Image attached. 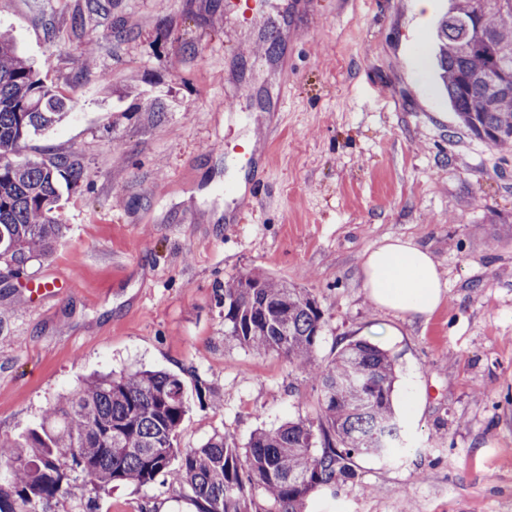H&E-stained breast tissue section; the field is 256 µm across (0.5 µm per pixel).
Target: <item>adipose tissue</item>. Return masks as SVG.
I'll return each mask as SVG.
<instances>
[{
    "instance_id": "ef3b65f1",
    "label": "adipose tissue",
    "mask_w": 512,
    "mask_h": 512,
    "mask_svg": "<svg viewBox=\"0 0 512 512\" xmlns=\"http://www.w3.org/2000/svg\"><path fill=\"white\" fill-rule=\"evenodd\" d=\"M361 271L363 285L379 307L424 318L444 301L433 258L411 241L383 239L366 252Z\"/></svg>"
}]
</instances>
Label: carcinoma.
Here are the masks:
<instances>
[{"label":"carcinoma","instance_id":"cac0c4a2","mask_svg":"<svg viewBox=\"0 0 512 512\" xmlns=\"http://www.w3.org/2000/svg\"><path fill=\"white\" fill-rule=\"evenodd\" d=\"M478 0H448L437 24L439 78L460 124L496 148H512V7L476 12ZM69 105L46 87L0 35V261L14 273L63 236L55 209L62 185L83 175L73 154L16 159L21 144L59 123ZM224 335L258 353L288 355L311 375L316 419L253 432L245 447L215 434L178 451L188 410L183 380L164 370L110 372L78 383L19 441H1L0 512H55L79 485V503L112 484L143 489L166 479L196 512H302L317 489L355 477V459L398 447L394 360L351 340L329 362L316 349L324 319L302 288L243 273L224 284ZM321 439V448H314ZM180 464L171 466L175 455Z\"/></svg>","mask_w":512,"mask_h":512}]
</instances>
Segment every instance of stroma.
Returning <instances> with one entry per match:
<instances>
[{
    "instance_id": "stroma-1",
    "label": "stroma",
    "mask_w": 512,
    "mask_h": 512,
    "mask_svg": "<svg viewBox=\"0 0 512 512\" xmlns=\"http://www.w3.org/2000/svg\"><path fill=\"white\" fill-rule=\"evenodd\" d=\"M100 2L0 0V32L71 106L22 157L84 166L62 191L55 250L15 276L0 265V440L79 377L126 367L181 377L183 448L314 419L309 375L224 335L217 290L252 270L317 298L320 360L343 338L395 359L403 449L359 457L355 478L305 512H512V223L497 221L512 216V150L470 136L448 107L434 59L448 0H312L316 21L285 56L287 105L264 125L226 109L236 85L261 97L273 80L258 71L266 40L226 0ZM248 137L271 168L253 217L228 224L224 155ZM386 237L437 264L446 301L429 318L369 298L364 253ZM56 277L69 287L27 299L30 281ZM146 507L195 512L162 481L97 496V512Z\"/></svg>"
}]
</instances>
